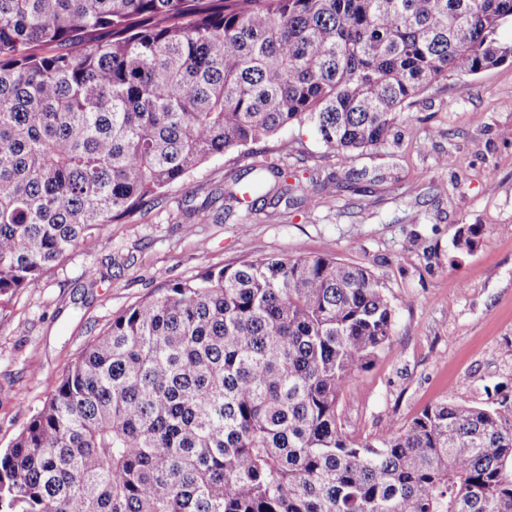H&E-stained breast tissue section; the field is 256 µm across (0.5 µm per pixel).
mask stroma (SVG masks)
Instances as JSON below:
<instances>
[{
  "label": "stroma",
  "instance_id": "1",
  "mask_svg": "<svg viewBox=\"0 0 512 512\" xmlns=\"http://www.w3.org/2000/svg\"><path fill=\"white\" fill-rule=\"evenodd\" d=\"M512 63L441 81L397 120L395 141L335 156L293 125L251 153L213 157L186 185L110 224L0 313V449L86 344L130 305L211 267L299 253L366 267L394 311L393 339L340 403L347 434L377 439L454 396L512 393ZM296 173L301 205L204 208L240 171ZM330 178L357 191L325 195ZM483 225L472 253L457 229Z\"/></svg>",
  "mask_w": 512,
  "mask_h": 512
}]
</instances>
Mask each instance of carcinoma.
I'll return each instance as SVG.
<instances>
[{"label":"carcinoma","mask_w":512,"mask_h":512,"mask_svg":"<svg viewBox=\"0 0 512 512\" xmlns=\"http://www.w3.org/2000/svg\"><path fill=\"white\" fill-rule=\"evenodd\" d=\"M507 23L512 0H0V312L213 156L295 123L338 155L384 146L440 80L512 62ZM246 174L228 199L305 194ZM393 324L371 272L328 254L172 283L0 453V512H512L508 393L344 431Z\"/></svg>","instance_id":"carcinoma-1"}]
</instances>
